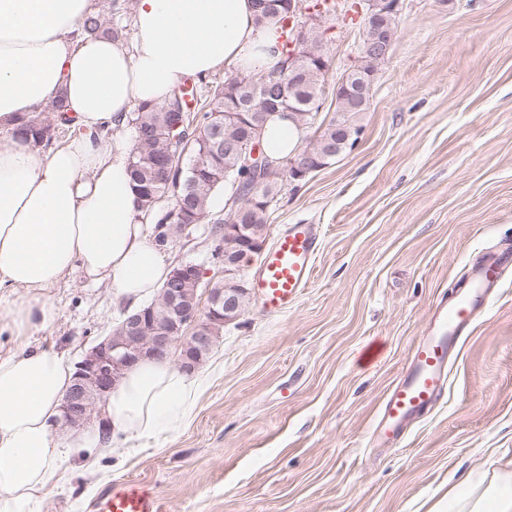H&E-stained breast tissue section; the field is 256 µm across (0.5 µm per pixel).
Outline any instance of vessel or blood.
I'll use <instances>...</instances> for the list:
<instances>
[{"label": "vessel or blood", "mask_w": 512, "mask_h": 512, "mask_svg": "<svg viewBox=\"0 0 512 512\" xmlns=\"http://www.w3.org/2000/svg\"><path fill=\"white\" fill-rule=\"evenodd\" d=\"M316 233L309 224H295L281 235L267 254L257 282L264 309L272 314L296 303L309 283L316 250ZM512 263V243L485 253L470 269V288L457 292L436 308V319L415 342L408 370L386 395L374 429L375 441L395 445L406 422L429 412L442 396L448 380V353L497 288ZM95 512H160L156 492L127 481L108 488L96 501Z\"/></svg>", "instance_id": "b4317fda"}]
</instances>
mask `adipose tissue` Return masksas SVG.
I'll return each instance as SVG.
<instances>
[{
    "label": "adipose tissue",
    "instance_id": "adipose-tissue-1",
    "mask_svg": "<svg viewBox=\"0 0 512 512\" xmlns=\"http://www.w3.org/2000/svg\"><path fill=\"white\" fill-rule=\"evenodd\" d=\"M97 4L0 0V295H17L13 316L0 322L15 346L0 356V512H31L59 477L61 447L103 444L86 433L56 436L74 371L63 352L27 340L54 318L39 292L78 266L133 312L171 271L142 223L130 174L135 107L163 103L185 79L269 71L281 58V25L257 23L255 0H135L128 44L79 33ZM56 99L72 120L62 144L17 135L22 117ZM262 138L268 155L285 159L300 133L280 112ZM200 385L166 360L135 365L107 397L112 445L176 429ZM448 512H512V468L451 488Z\"/></svg>",
    "mask_w": 512,
    "mask_h": 512
}]
</instances>
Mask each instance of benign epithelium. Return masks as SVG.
Instances as JSON below:
<instances>
[{
    "label": "benign epithelium",
    "mask_w": 512,
    "mask_h": 512,
    "mask_svg": "<svg viewBox=\"0 0 512 512\" xmlns=\"http://www.w3.org/2000/svg\"><path fill=\"white\" fill-rule=\"evenodd\" d=\"M365 26L362 31L361 47L370 52L379 62H384L393 43V37L386 28V14L399 11L400 0H364ZM290 9L296 19L295 31L301 33L320 24L321 18L308 0H291ZM258 166L263 180L272 181L286 178L291 174L302 178L310 171L309 158L295 155L286 165H275L266 161L258 147L242 157V166ZM243 212L236 213L224 229V275L238 278L243 266L260 256L265 243L247 234L249 225L239 223ZM195 281L204 280L201 267L181 262L175 267L163 289L162 311L168 317L169 328L163 333L152 330L156 308L150 307L126 316L120 326L119 336H107L93 346L85 357L76 364L73 384L63 403L61 426L78 430L94 418L99 406L125 371L144 359H164L176 345L183 350L179 367L191 372L201 362L202 352L208 348L211 337L199 331L213 323L229 324L240 316L238 294L248 293L247 283L237 282V287L224 290L206 285V302L190 297L183 284L190 276ZM195 329L192 335H185L187 328Z\"/></svg>",
    "instance_id": "7a95c632"
}]
</instances>
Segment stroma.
Instances as JSON below:
<instances>
[{
  "instance_id": "1",
  "label": "stroma",
  "mask_w": 512,
  "mask_h": 512,
  "mask_svg": "<svg viewBox=\"0 0 512 512\" xmlns=\"http://www.w3.org/2000/svg\"><path fill=\"white\" fill-rule=\"evenodd\" d=\"M326 88L359 60L362 26H319ZM357 145L270 208L268 244L317 229L315 267L281 315L250 302L197 371L180 428L63 456L34 512H92L112 484L161 512H437L450 486L512 463V268L452 351L446 390L396 448L371 433L438 302L512 242V0H403ZM206 234L169 248L223 277ZM42 296L33 344L80 361L120 320L110 286L68 273ZM376 358H369V351Z\"/></svg>"
}]
</instances>
